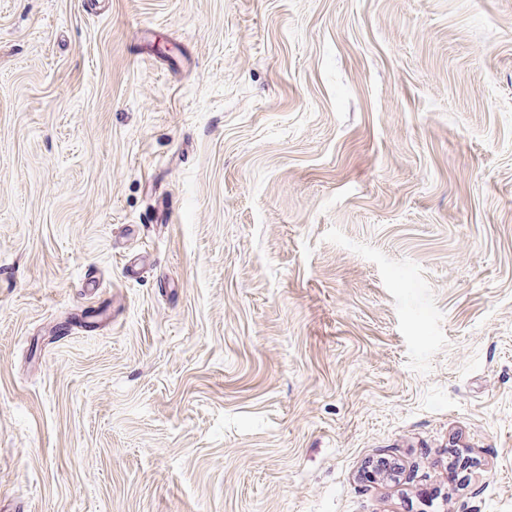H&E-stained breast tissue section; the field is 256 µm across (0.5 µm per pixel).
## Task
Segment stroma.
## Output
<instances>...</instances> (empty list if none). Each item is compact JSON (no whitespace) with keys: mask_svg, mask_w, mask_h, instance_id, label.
<instances>
[{"mask_svg":"<svg viewBox=\"0 0 512 512\" xmlns=\"http://www.w3.org/2000/svg\"><path fill=\"white\" fill-rule=\"evenodd\" d=\"M0 512H512V0H0Z\"/></svg>","mask_w":512,"mask_h":512,"instance_id":"obj_1","label":"stroma"}]
</instances>
